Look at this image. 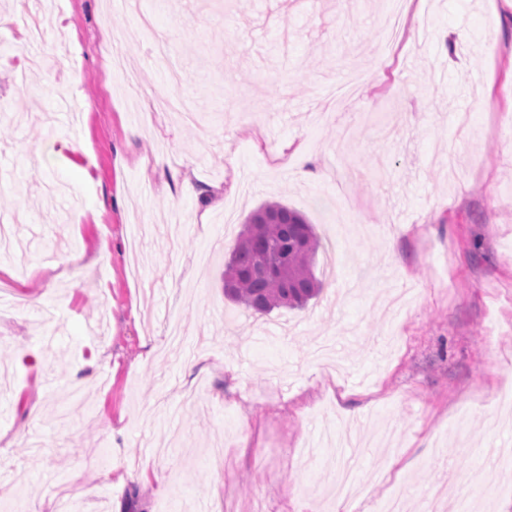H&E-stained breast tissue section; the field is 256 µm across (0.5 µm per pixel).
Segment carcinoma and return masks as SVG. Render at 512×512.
Here are the masks:
<instances>
[{"label":"carcinoma","instance_id":"obj_1","mask_svg":"<svg viewBox=\"0 0 512 512\" xmlns=\"http://www.w3.org/2000/svg\"><path fill=\"white\" fill-rule=\"evenodd\" d=\"M319 243L295 209L265 203L245 221L224 269V296L261 314L301 308L319 294L313 268Z\"/></svg>","mask_w":512,"mask_h":512}]
</instances>
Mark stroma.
<instances>
[{
  "instance_id": "stroma-1",
  "label": "stroma",
  "mask_w": 512,
  "mask_h": 512,
  "mask_svg": "<svg viewBox=\"0 0 512 512\" xmlns=\"http://www.w3.org/2000/svg\"><path fill=\"white\" fill-rule=\"evenodd\" d=\"M42 2L33 41L0 0V512H327L345 434L360 512H512V0L394 42L386 0ZM267 201L318 236L305 309L224 296Z\"/></svg>"
}]
</instances>
